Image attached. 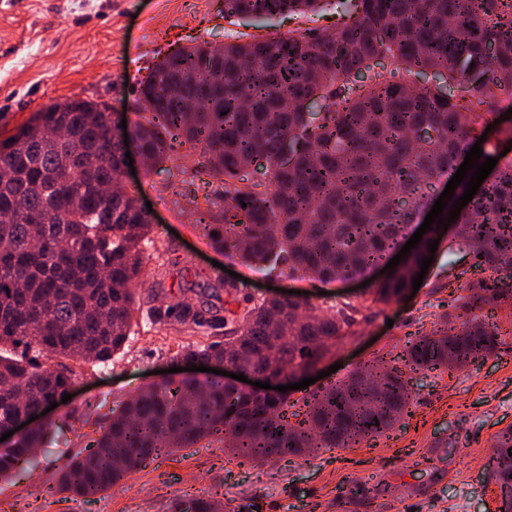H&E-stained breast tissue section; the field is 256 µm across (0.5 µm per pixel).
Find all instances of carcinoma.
Wrapping results in <instances>:
<instances>
[{
  "instance_id": "1",
  "label": "carcinoma",
  "mask_w": 512,
  "mask_h": 512,
  "mask_svg": "<svg viewBox=\"0 0 512 512\" xmlns=\"http://www.w3.org/2000/svg\"><path fill=\"white\" fill-rule=\"evenodd\" d=\"M322 0H224V18L306 16ZM351 22L270 40L187 46L139 82L138 120L108 131L105 104L73 99L35 112L0 145V345L60 359L0 354V425L76 383L63 363H106L133 323L143 257L153 224L121 181L124 139L138 142L144 170L179 167L185 146L202 148L203 171L224 183V201L197 209L217 246L249 262L282 261L289 272L344 280L397 248L417 203L449 171L501 93L512 96V0H351ZM446 75L432 88L424 76ZM264 161L263 190L241 172ZM454 219L448 250L473 267L455 276L464 295L441 326L397 356L382 358L306 397V411L278 397L237 393L229 383L168 379L112 410L93 443L60 469V491L93 497L164 452L202 441L225 443L231 458L295 457L347 448L385 434L410 397L406 372L461 365L492 354L499 333L477 312L512 306V158ZM246 206H241V203ZM428 242L372 290L388 304L410 287ZM168 309L201 327L190 302ZM227 341L186 348L180 358L240 357L247 369L294 372L314 365L356 319L290 297L265 298L233 319ZM56 425L0 450V478L36 464ZM501 512H512V426L495 440ZM191 512H223L221 500L185 495Z\"/></svg>"
}]
</instances>
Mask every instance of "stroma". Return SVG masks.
Segmentation results:
<instances>
[{
  "instance_id": "stroma-1",
  "label": "stroma",
  "mask_w": 512,
  "mask_h": 512,
  "mask_svg": "<svg viewBox=\"0 0 512 512\" xmlns=\"http://www.w3.org/2000/svg\"><path fill=\"white\" fill-rule=\"evenodd\" d=\"M347 0H326L305 17L229 23L224 0H0V143L34 112L57 101L85 99L134 121L138 84L172 49L223 45L247 34L260 40L346 20ZM201 149L188 150L181 171L136 168L124 186L152 204L155 245L143 252L136 322L124 348L105 364L72 361L81 387L54 408L60 429L38 451L36 467L0 482V512H177L179 496L218 498L224 512H500L494 440L512 426V309L488 307L483 319L499 333L494 354L458 369L413 374V399L385 435L351 448L262 462L229 460L221 445L197 444L164 454L90 499L57 491L65 458L97 438L112 407L180 366L184 347L223 340L220 329L189 328L157 311L187 298L205 316L240 313L270 296L296 290L322 307L359 309L358 333L320 363L334 384L379 357H393L432 331L460 295L453 268L465 253L439 243L413 298L369 302L359 280L320 281L289 275L284 265L252 264L215 248L197 226V208L221 198L222 183L199 171ZM243 276L236 301L219 281Z\"/></svg>"
}]
</instances>
